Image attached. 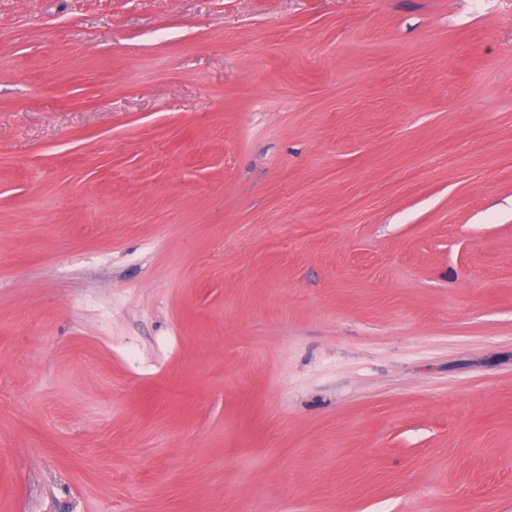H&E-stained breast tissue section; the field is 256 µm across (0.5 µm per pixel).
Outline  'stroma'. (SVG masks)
I'll return each instance as SVG.
<instances>
[{"label":"stroma","mask_w":512,"mask_h":512,"mask_svg":"<svg viewBox=\"0 0 512 512\" xmlns=\"http://www.w3.org/2000/svg\"><path fill=\"white\" fill-rule=\"evenodd\" d=\"M0 512H512V0H0Z\"/></svg>","instance_id":"stroma-1"}]
</instances>
